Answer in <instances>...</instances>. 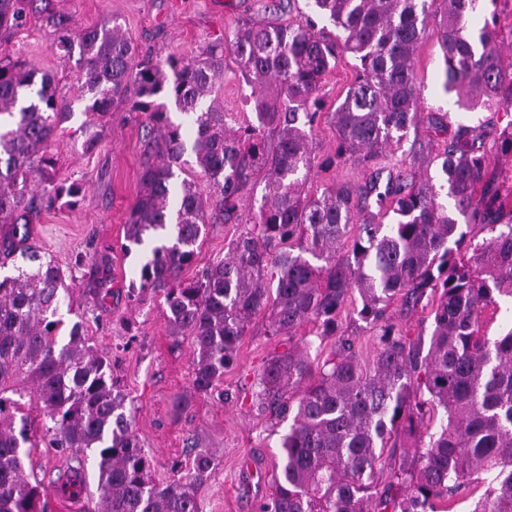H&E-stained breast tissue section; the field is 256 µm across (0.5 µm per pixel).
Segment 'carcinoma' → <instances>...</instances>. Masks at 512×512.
<instances>
[{"label": "carcinoma", "mask_w": 512, "mask_h": 512, "mask_svg": "<svg viewBox=\"0 0 512 512\" xmlns=\"http://www.w3.org/2000/svg\"><path fill=\"white\" fill-rule=\"evenodd\" d=\"M32 2L0 0V45L27 24ZM434 2L311 0L337 34L315 30L308 18L276 26L244 19L224 40L162 63L138 50L117 21L75 31L44 0L53 45L79 55L92 124L104 126L122 103L145 117L150 156L126 240L168 239L151 247L139 288L163 289L170 333L191 336L194 391L206 395L221 382L257 314L288 337V350L256 379L263 413L286 416L301 391L261 512H450L473 483L485 486L473 512H512V323L494 338L482 330L496 297L512 298V210L488 181L492 156H512V120L493 138L492 154L476 144L474 127L460 125L448 137L446 206L431 179L402 166L388 168L376 215L355 207L345 186L316 195L304 188L314 162L310 108L320 105L338 47L358 66L332 112L336 152L326 164L379 157L417 123L414 54ZM442 2L444 90L456 92L462 109L494 115L511 107L512 70L502 64L494 23L473 36L474 0ZM228 58L255 89L254 123L240 131L234 113L207 101ZM35 74L18 53L0 48V255L29 262L0 279V512H48L49 492L24 469L44 443L63 453L97 449L98 512H199L197 488L212 471V454L196 452L178 481L153 483L126 398L82 322L67 341L58 336L61 293L70 285L28 241L42 209L74 206L82 187L56 179L52 145L71 112L54 76L37 83ZM162 97L195 130L189 159L183 125ZM182 166L212 193L203 195L191 179L175 184L173 168ZM261 171L265 194L245 219L251 228L225 258L183 279L207 224L240 220L239 194ZM473 225L487 234L480 243L467 241ZM76 263L90 264L92 287L108 293L107 251L94 248ZM398 300L431 302L428 341L409 337L388 316ZM348 309L374 330L368 359L357 334L343 327ZM303 327L308 332L295 339ZM329 337L334 349L311 360L315 340ZM385 455L394 465L379 489Z\"/></svg>", "instance_id": "obj_1"}]
</instances>
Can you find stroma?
I'll return each mask as SVG.
<instances>
[{
  "instance_id": "stroma-1",
  "label": "stroma",
  "mask_w": 512,
  "mask_h": 512,
  "mask_svg": "<svg viewBox=\"0 0 512 512\" xmlns=\"http://www.w3.org/2000/svg\"><path fill=\"white\" fill-rule=\"evenodd\" d=\"M272 0H53L55 9L68 14L74 27L116 18L141 50L157 60L186 55L231 34L243 19L260 23L296 22L310 15L307 0H283L281 9L271 10ZM496 19L501 57L512 65V6L506 0H477L470 19L471 29ZM54 35L34 18L13 38L10 49L40 71L57 74L61 97L72 109L54 151L59 157L57 177L83 185L73 207L56 205L43 209L32 227L31 241L47 252L70 277L78 313H63L64 328L83 320L90 345L104 358L112 378L127 399L134 427L153 457L152 478L166 484L186 470L195 450L207 448L214 464L199 487L200 512H259L273 491L275 465L281 455V439L287 422L271 414H258L253 394L258 374L275 355L288 348V339L273 335L266 315H258L242 336L233 363L225 369L218 391L208 395L192 389L196 353L191 337L172 336L162 290L130 295L145 251L125 250L126 222L140 191V175L147 145L145 120L129 106H119L104 127L94 151L83 148L79 132L86 122L88 100L79 82L76 59L53 51ZM356 61L338 52L336 67L325 78L322 108L311 127L310 141L316 159L305 185L308 192L330 186H348L356 205L364 196L376 170L359 160L323 167L336 149V131L330 114L343 100L355 77ZM443 54L435 26H428L415 52V80L420 91L418 120L401 149L386 151V159L404 163L418 174L442 183L434 157L444 148L430 132L428 115L446 112L452 124L472 127L488 117L485 110L456 107L455 93L442 87ZM251 85L234 67H226L216 85L215 96L225 111L237 113L241 121L252 118ZM241 225L215 219L207 228L195 263L185 267L184 278H193L209 263L223 258ZM109 250L112 257V292L94 295L90 265H76L77 255L91 248ZM26 473L32 474L48 492L59 490L72 473H80L88 486L82 508L95 512L99 503L94 458L78 461L53 448L34 449Z\"/></svg>"
}]
</instances>
